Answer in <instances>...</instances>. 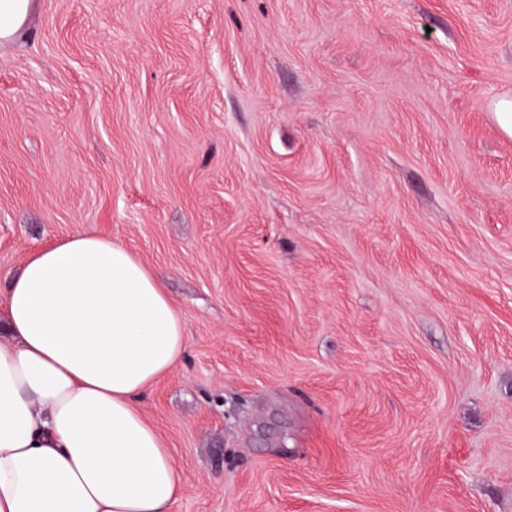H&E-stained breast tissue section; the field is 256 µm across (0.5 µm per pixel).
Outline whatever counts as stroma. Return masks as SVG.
Masks as SVG:
<instances>
[{
    "label": "stroma",
    "instance_id": "1",
    "mask_svg": "<svg viewBox=\"0 0 512 512\" xmlns=\"http://www.w3.org/2000/svg\"><path fill=\"white\" fill-rule=\"evenodd\" d=\"M512 0H36L0 292L77 226L186 352L174 512H512ZM492 115L501 131L512 136V98L503 97L493 102Z\"/></svg>",
    "mask_w": 512,
    "mask_h": 512
}]
</instances>
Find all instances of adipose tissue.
<instances>
[{
	"instance_id": "obj_1",
	"label": "adipose tissue",
	"mask_w": 512,
	"mask_h": 512,
	"mask_svg": "<svg viewBox=\"0 0 512 512\" xmlns=\"http://www.w3.org/2000/svg\"><path fill=\"white\" fill-rule=\"evenodd\" d=\"M184 337L125 245L80 228L32 252L0 317V512H173L181 473L134 401Z\"/></svg>"
}]
</instances>
